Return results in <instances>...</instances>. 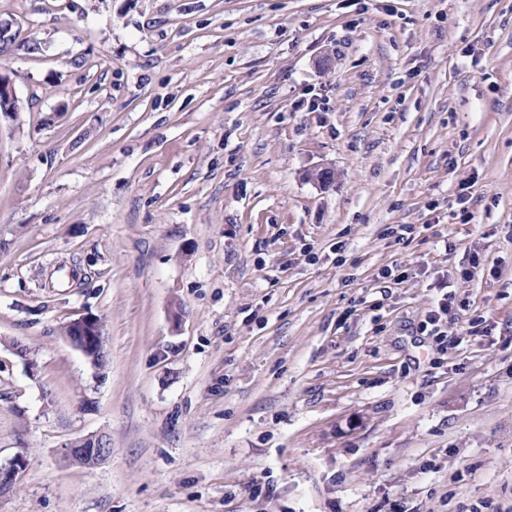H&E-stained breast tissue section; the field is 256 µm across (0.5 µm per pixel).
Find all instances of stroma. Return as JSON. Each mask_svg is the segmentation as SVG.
Segmentation results:
<instances>
[{"instance_id":"stroma-1","label":"stroma","mask_w":512,"mask_h":512,"mask_svg":"<svg viewBox=\"0 0 512 512\" xmlns=\"http://www.w3.org/2000/svg\"><path fill=\"white\" fill-rule=\"evenodd\" d=\"M1 20L0 512H512V0ZM23 105L22 99L18 96L13 81L6 75H0V126L3 122L11 123L15 114ZM20 112H23L21 110ZM16 123L19 124V114ZM65 336L94 365L102 353V326L97 316L85 315L67 325ZM91 439V440H90ZM89 440V441H88ZM99 445H104V448H93L94 442ZM88 441V442H87ZM87 442V443H86ZM84 443H86L82 448H80ZM66 455L73 456L75 454L82 453L84 450L87 451V453H91L92 456H109L112 453V445L109 444V438L105 434H97V435H91L89 437H85L76 441L70 442L66 446Z\"/></svg>"}]
</instances>
